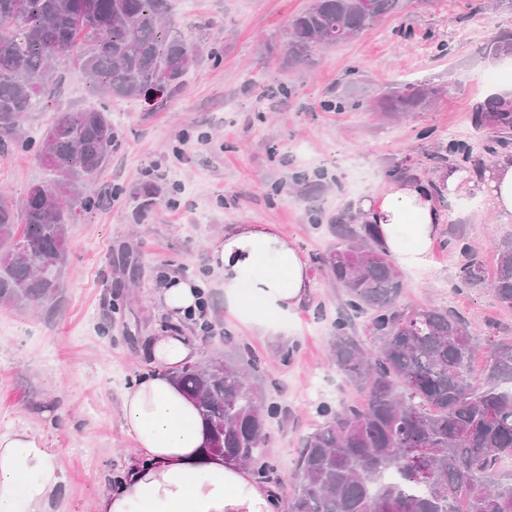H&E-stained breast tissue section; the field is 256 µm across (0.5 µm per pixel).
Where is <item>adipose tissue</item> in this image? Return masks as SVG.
<instances>
[{"label": "adipose tissue", "instance_id": "obj_1", "mask_svg": "<svg viewBox=\"0 0 512 512\" xmlns=\"http://www.w3.org/2000/svg\"><path fill=\"white\" fill-rule=\"evenodd\" d=\"M475 193L503 219H512V155L500 156L479 175L456 166L435 181L410 176L355 201L364 222L377 225L389 254L403 267L429 263L433 240L451 215L440 198ZM213 266L224 276V301L254 322L263 314L298 309L315 282L294 243L271 224H240L210 244ZM249 290H242V283ZM198 283L171 278L159 294L163 310L181 317L196 309ZM145 356L155 370L122 395V428L138 457L98 512H275L268 486L245 470L207 453L206 434L194 402L171 380L192 363L196 349L183 335L149 339ZM55 454L40 434L20 428L0 433V512H63Z\"/></svg>", "mask_w": 512, "mask_h": 512}]
</instances>
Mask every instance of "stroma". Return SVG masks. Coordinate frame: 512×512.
<instances>
[{
	"mask_svg": "<svg viewBox=\"0 0 512 512\" xmlns=\"http://www.w3.org/2000/svg\"><path fill=\"white\" fill-rule=\"evenodd\" d=\"M311 0H173L174 20L201 39L202 58L184 92L157 110L135 99L110 101L119 146L85 190L104 203L70 225L62 301L53 313L0 306V416L8 428L43 435L56 454L65 512H97L136 457L121 428V397L150 374L142 349L170 318L157 295L170 277L199 282L205 322L178 321L200 360L248 350L261 368L267 401L281 406L267 455L281 480L278 512H287L300 439L319 422L317 406H339L359 392L326 361L342 291L318 258L336 239L337 214L398 178L401 165L423 178L445 168L442 140L474 144L470 170L512 154V137L477 132L472 110L499 95L493 71H511L512 54L488 57L491 26L512 34L511 14L488 0H403L404 9L351 40L316 49L312 62H289L281 32ZM419 81L441 87L416 112L396 118L370 105L391 87ZM338 96L343 109H328ZM78 70L30 121L38 136L60 110L98 103ZM35 152L0 157V189L21 197L47 181ZM156 194L141 209V193ZM441 225L430 263L403 271L409 305L452 308L479 335L512 336V310L489 283L460 288L468 243L493 271L494 241L512 238L476 195L457 199ZM235 224H273L295 241L315 281L309 301L256 334L224 306L221 274L209 242Z\"/></svg>",
	"mask_w": 512,
	"mask_h": 512,
	"instance_id": "obj_1",
	"label": "stroma"
}]
</instances>
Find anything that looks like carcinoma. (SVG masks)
I'll return each instance as SVG.
<instances>
[{"label":"carcinoma","instance_id":"cac0c4a2","mask_svg":"<svg viewBox=\"0 0 512 512\" xmlns=\"http://www.w3.org/2000/svg\"><path fill=\"white\" fill-rule=\"evenodd\" d=\"M402 0H312L283 30L288 60H307L322 45L342 44L398 12ZM170 0H0V156L36 149L50 174L21 202L0 196V306L48 310L63 293L68 227L100 206L85 192L119 137L104 100H170L196 66L199 45L171 17ZM494 57L512 38L486 44ZM76 65L103 99L59 111L37 139L32 112ZM439 89L404 82L374 102L378 112L407 113ZM478 130L512 134V103L478 104ZM442 151L467 161L472 147L450 140ZM336 246L322 259L343 290L333 322L329 362L365 394L362 403L319 408L322 421L301 441V484L288 512H512V338L480 337L451 309L403 302V279L373 224L347 214L331 225ZM461 284L483 282L484 264L463 243ZM512 309V242L497 246L491 282ZM366 318L365 335L354 320ZM485 353L480 368L474 358ZM256 364L214 357L188 365L176 379L197 403L211 453L278 484L266 452L267 421L281 408L266 403Z\"/></svg>","mask_w":512,"mask_h":512}]
</instances>
